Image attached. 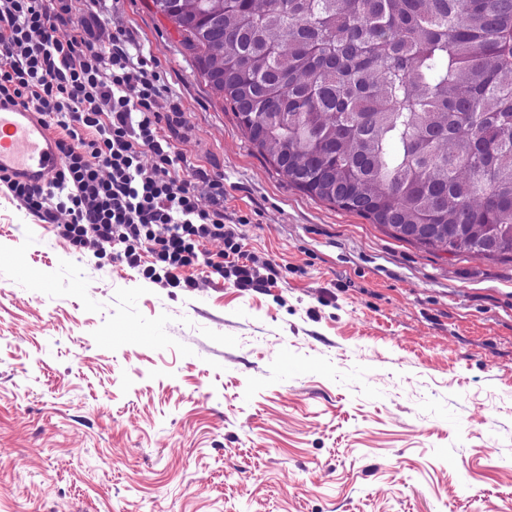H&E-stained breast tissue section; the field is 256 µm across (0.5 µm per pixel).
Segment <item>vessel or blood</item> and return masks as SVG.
<instances>
[{
	"mask_svg": "<svg viewBox=\"0 0 512 512\" xmlns=\"http://www.w3.org/2000/svg\"><path fill=\"white\" fill-rule=\"evenodd\" d=\"M62 163L55 140L21 107H0V170L40 183Z\"/></svg>",
	"mask_w": 512,
	"mask_h": 512,
	"instance_id": "b4317fda",
	"label": "vessel or blood"
}]
</instances>
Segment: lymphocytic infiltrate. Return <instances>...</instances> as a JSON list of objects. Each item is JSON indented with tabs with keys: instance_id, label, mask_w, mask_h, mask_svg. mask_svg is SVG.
Listing matches in <instances>:
<instances>
[{
	"instance_id": "obj_1",
	"label": "lymphocytic infiltrate",
	"mask_w": 512,
	"mask_h": 512,
	"mask_svg": "<svg viewBox=\"0 0 512 512\" xmlns=\"http://www.w3.org/2000/svg\"><path fill=\"white\" fill-rule=\"evenodd\" d=\"M155 66L131 54L124 30L104 44L88 38L77 0H0V104L63 132L57 172L32 184L1 171L0 183L35 215L65 214L58 231L76 249L110 246L134 264L148 247V275L177 288L198 262L223 274L205 248L219 240L237 257V287L253 286L257 261L223 209L200 207L195 184L178 177L182 156L161 134Z\"/></svg>"
}]
</instances>
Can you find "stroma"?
<instances>
[{
    "mask_svg": "<svg viewBox=\"0 0 512 512\" xmlns=\"http://www.w3.org/2000/svg\"><path fill=\"white\" fill-rule=\"evenodd\" d=\"M84 17L158 61L182 176L271 277L166 287L0 185V512H512V262L290 185L151 0Z\"/></svg>",
    "mask_w": 512,
    "mask_h": 512,
    "instance_id": "1",
    "label": "stroma"
}]
</instances>
